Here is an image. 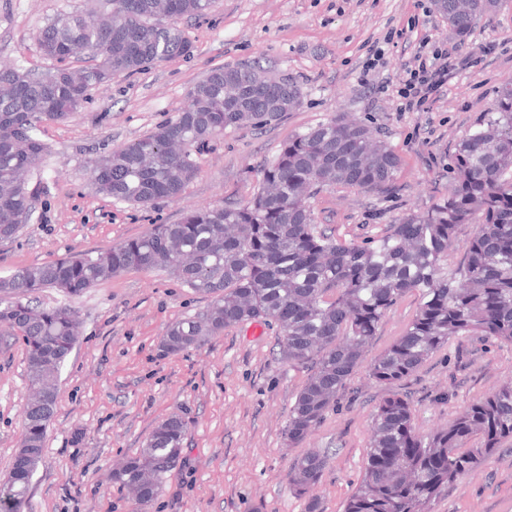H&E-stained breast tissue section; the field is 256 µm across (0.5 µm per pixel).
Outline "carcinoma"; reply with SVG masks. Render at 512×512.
<instances>
[{
  "instance_id": "carcinoma-1",
  "label": "carcinoma",
  "mask_w": 512,
  "mask_h": 512,
  "mask_svg": "<svg viewBox=\"0 0 512 512\" xmlns=\"http://www.w3.org/2000/svg\"><path fill=\"white\" fill-rule=\"evenodd\" d=\"M449 31L468 35L501 0H433ZM212 0H91V7L58 13L38 35L42 54L68 59L42 73L0 66V240H15L31 216L35 192L26 178L48 152L33 122L61 121L80 111L88 92L141 71L150 62L188 56L193 45L176 25L201 17ZM301 86L272 78L258 63L216 67L187 93V105L148 134L93 161L97 193L150 207L178 197L198 166L191 149L248 125L264 129L299 108ZM401 159L375 140L369 126L347 117L311 126L283 144L243 202L200 207L177 224H155L106 252H81L0 277V333L21 340L26 378L42 402H28L22 445L0 483V512H20L41 461L55 414L61 369L81 335L76 308L40 303L45 288L74 299L129 268H163L206 298L198 313L165 330L162 352L177 354L245 322L279 327V354L309 371L288 412V447L302 444L351 375L366 366L383 386L372 421L364 475L342 512H428L441 491L475 475L512 439V379L492 387L446 428L426 436L414 424L408 395L396 390L453 336L512 344V81L503 84L480 127L457 141L448 196L424 214H410L363 244L343 243L315 223L309 200L327 186L390 194ZM480 221L465 245L458 275H441L458 225ZM422 302L405 331L363 364L385 314L407 293ZM187 424L172 415L144 447L113 472L145 506L164 489L182 460ZM480 447L460 448L472 439ZM325 458H297L293 493L318 512L313 489Z\"/></svg>"
}]
</instances>
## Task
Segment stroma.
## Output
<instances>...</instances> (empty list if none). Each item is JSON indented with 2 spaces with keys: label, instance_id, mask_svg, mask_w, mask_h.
I'll return each instance as SVG.
<instances>
[{
  "label": "stroma",
  "instance_id": "obj_1",
  "mask_svg": "<svg viewBox=\"0 0 512 512\" xmlns=\"http://www.w3.org/2000/svg\"><path fill=\"white\" fill-rule=\"evenodd\" d=\"M88 0H0V64L41 72L38 47L47 18L82 11ZM190 55L116 77L90 91L80 112L39 126L49 147L29 185L36 210L15 241L0 243V277L73 252L105 251L154 224L178 223L190 209L249 200L262 168L289 138L342 115L361 120L401 159L394 194L332 186L312 201L318 223L345 242L382 234L448 194L457 140L482 124L504 83L512 81V0L481 18L465 37L449 33L433 0H214L199 18L179 19ZM453 48L472 66L414 112L397 109L398 78L421 39ZM495 43V53L481 51ZM384 48L373 85L361 72L373 48ZM261 61L301 85L302 105L271 127L226 130L197 150L198 172L182 194L142 208L96 194L91 161L150 132L186 102L188 89L212 68ZM44 305L71 303L82 319L79 344L64 364L54 417L22 512H304L288 484L296 458H326L315 490L319 512H341L360 483L372 418L384 396L364 370L350 378L311 436L287 447L288 409L307 378L277 357L274 326L226 328L201 348L163 354L167 325L202 310L205 299L168 272L129 269L69 300L54 289ZM418 292L383 317L364 358L372 360L416 314ZM512 379V345L455 336L400 392L427 434L451 423L472 402ZM453 388L447 403L434 399ZM22 342L0 338V481L20 444L27 401ZM187 423L184 461L148 506L130 499L112 471L137 453L155 424L171 415ZM431 512H512V439L474 476L436 499Z\"/></svg>",
  "mask_w": 512,
  "mask_h": 512
}]
</instances>
